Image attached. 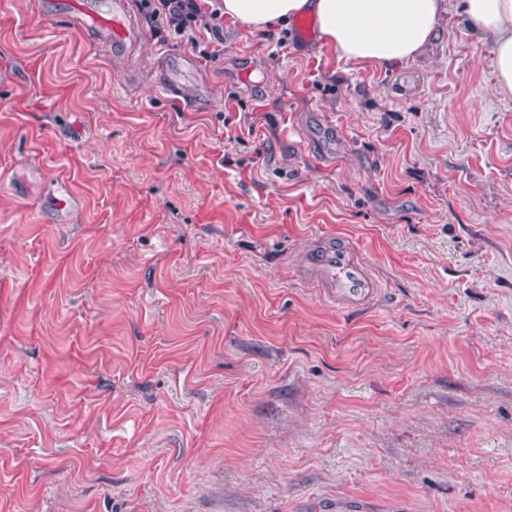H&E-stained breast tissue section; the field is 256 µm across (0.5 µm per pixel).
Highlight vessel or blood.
<instances>
[{"label": "vessel or blood", "mask_w": 512, "mask_h": 512, "mask_svg": "<svg viewBox=\"0 0 512 512\" xmlns=\"http://www.w3.org/2000/svg\"><path fill=\"white\" fill-rule=\"evenodd\" d=\"M42 10L49 16L77 19L83 27L96 30L102 52L113 58L127 56L139 37L129 20L127 0H44ZM197 69L191 55H181L174 66L164 69L159 83L168 93H178L183 88L182 73ZM304 274L340 305L365 306L378 301L382 292L369 264L347 245H315Z\"/></svg>", "instance_id": "obj_1"}]
</instances>
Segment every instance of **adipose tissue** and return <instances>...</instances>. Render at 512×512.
<instances>
[{
    "label": "adipose tissue",
    "mask_w": 512,
    "mask_h": 512,
    "mask_svg": "<svg viewBox=\"0 0 512 512\" xmlns=\"http://www.w3.org/2000/svg\"><path fill=\"white\" fill-rule=\"evenodd\" d=\"M226 19L266 31L312 15L340 59L389 69L416 58L432 38L446 0H222ZM470 29L493 42L495 91L512 97V0H462Z\"/></svg>",
    "instance_id": "1"
}]
</instances>
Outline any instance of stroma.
Segmentation results:
<instances>
[{
	"mask_svg": "<svg viewBox=\"0 0 512 512\" xmlns=\"http://www.w3.org/2000/svg\"><path fill=\"white\" fill-rule=\"evenodd\" d=\"M0 0V512H512V99L224 24L210 96ZM349 243L384 294L302 273Z\"/></svg>",
	"mask_w": 512,
	"mask_h": 512,
	"instance_id": "stroma-1",
	"label": "stroma"
}]
</instances>
